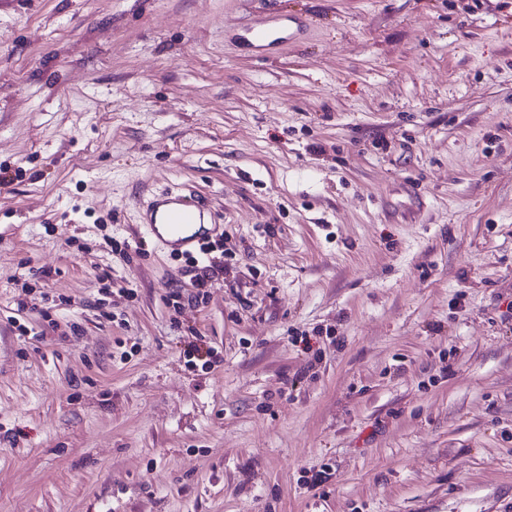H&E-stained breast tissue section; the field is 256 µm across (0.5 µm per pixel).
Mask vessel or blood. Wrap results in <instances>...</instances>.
Returning a JSON list of instances; mask_svg holds the SVG:
<instances>
[{"mask_svg": "<svg viewBox=\"0 0 512 512\" xmlns=\"http://www.w3.org/2000/svg\"><path fill=\"white\" fill-rule=\"evenodd\" d=\"M249 34L253 42L262 46L290 43L294 40L293 35L278 27H253ZM143 222L151 228L164 225L168 245L178 252H191L215 231L211 215L194 195L182 191L163 194L147 209Z\"/></svg>", "mask_w": 512, "mask_h": 512, "instance_id": "1", "label": "vessel or blood"}]
</instances>
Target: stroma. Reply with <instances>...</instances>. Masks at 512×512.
Masks as SVG:
<instances>
[{"mask_svg": "<svg viewBox=\"0 0 512 512\" xmlns=\"http://www.w3.org/2000/svg\"><path fill=\"white\" fill-rule=\"evenodd\" d=\"M0 169V512H512V0H0ZM251 40L258 46H268L270 44H284L291 43L295 40V33L290 30L288 20V35H286L284 29L278 27H251L249 29ZM212 217L191 192L167 191L147 209L142 224L159 235L156 224H164L173 251L191 252L203 239L213 235ZM162 237V236H161ZM209 265H205L199 269L194 268L193 270H189V272H196L195 275L191 277L192 285L198 291L196 294H193V298L195 300L204 298L207 291H202L203 288H211L213 287V282L219 280L220 276L223 274L222 266L209 262Z\"/></svg>", "mask_w": 512, "mask_h": 512, "instance_id": "1", "label": "stroma"}]
</instances>
